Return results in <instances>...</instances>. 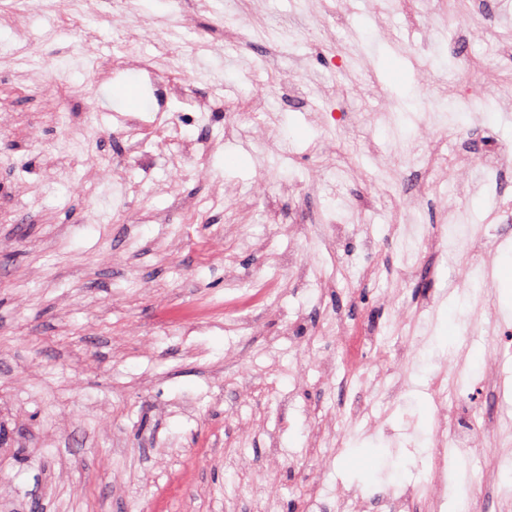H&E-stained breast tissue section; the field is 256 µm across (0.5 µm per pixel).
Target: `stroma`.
Returning a JSON list of instances; mask_svg holds the SVG:
<instances>
[{
  "instance_id": "1",
  "label": "stroma",
  "mask_w": 512,
  "mask_h": 512,
  "mask_svg": "<svg viewBox=\"0 0 512 512\" xmlns=\"http://www.w3.org/2000/svg\"><path fill=\"white\" fill-rule=\"evenodd\" d=\"M100 38L91 53L63 31L43 43L48 80L65 75L61 120L36 92L28 66L0 65V512H336V490L416 485L435 429L428 391L438 361L459 355L477 380L512 382V352L490 353L468 322L455 279L488 269L494 309L512 326V223L487 252L441 254L397 235L394 222L442 223L461 209L491 224L479 191L452 196L408 176L392 196L396 159L427 152L428 112L443 108L448 135L480 124L512 142V108L460 115L448 95V32L476 26L473 0L415 18L384 0H95ZM237 16L230 33L217 16ZM150 24L181 41L179 62L198 95L217 103L208 128L178 116L184 140L216 143L192 162L161 153L165 129L143 133L139 159L115 137L112 83L100 80L125 26ZM21 0H0V46L17 29L38 37ZM328 57L345 69L329 76ZM299 80L304 109L282 105ZM349 115L327 126L314 113L327 87ZM263 112L275 129L247 122ZM102 157L75 166L72 136ZM356 226L337 248L318 226ZM289 255L307 271L278 267ZM380 268L357 275L348 266ZM279 286L248 309L189 322L193 305L232 298L235 286ZM425 304L429 329L413 373L394 399L367 395L381 425L344 428L338 408L358 395L327 381L319 363L335 338L323 317H359L384 336L397 309ZM321 482L323 496L309 488Z\"/></svg>"
}]
</instances>
